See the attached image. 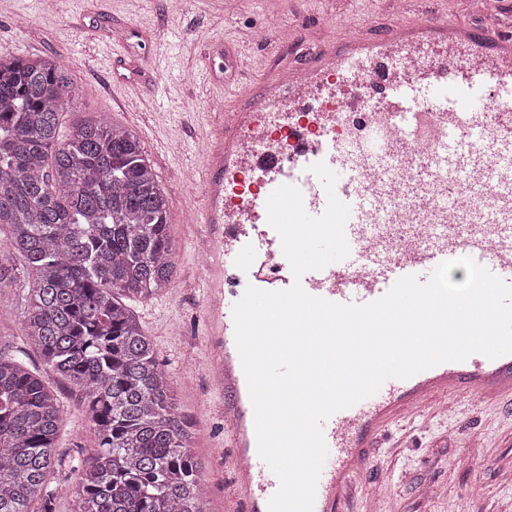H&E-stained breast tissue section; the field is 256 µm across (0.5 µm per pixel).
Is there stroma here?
<instances>
[{
	"mask_svg": "<svg viewBox=\"0 0 512 512\" xmlns=\"http://www.w3.org/2000/svg\"><path fill=\"white\" fill-rule=\"evenodd\" d=\"M420 12L395 9L391 0H352L341 24L329 23L336 0H185L171 13L168 0H59L44 12L42 0H0V56L57 57L68 68L75 101L63 130L99 117L132 129L140 138L169 200L176 276L171 288L133 302L151 336L156 357L170 375L172 401L192 433L191 452L206 478L210 512H224L229 479L224 446V393L211 377L220 350L203 322L204 280L198 253L201 228L188 222L196 196L181 180L201 170L203 138L220 112L246 108L259 90L262 71L292 67L301 59L298 40L342 38L366 29L414 25L422 12L451 11L462 27L475 26L468 0H418ZM276 19L272 44L250 46V34ZM161 55L159 82L113 89L117 73ZM214 63L218 82L192 88L189 70ZM22 293L0 290V339L10 354L26 351L28 367L57 393L64 425L59 460L49 477L55 512H75L73 469L96 447L82 393L32 350L21 329ZM512 465V408L505 403L463 402L461 415L445 421L395 423L373 449L365 480L389 483L392 500L382 512H512V481L500 478Z\"/></svg>",
	"mask_w": 512,
	"mask_h": 512,
	"instance_id": "35a3bbf8",
	"label": "stroma"
}]
</instances>
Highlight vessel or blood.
I'll return each instance as SVG.
<instances>
[{
	"label": "vessel or blood",
	"mask_w": 512,
	"mask_h": 512,
	"mask_svg": "<svg viewBox=\"0 0 512 512\" xmlns=\"http://www.w3.org/2000/svg\"><path fill=\"white\" fill-rule=\"evenodd\" d=\"M325 163L350 208L346 258L294 277L266 202L297 187L307 213L327 194L312 173ZM512 32L456 29L450 16L381 36L305 46L300 66L269 72L238 112L207 135L204 179L191 221L205 225L210 252L203 300L220 337L224 429L233 477L225 512H268L280 482L260 458L254 410L235 341L233 307L247 287L363 305L402 277L426 281L457 251L512 284ZM512 396V353H475L409 378L322 424L328 454L313 512H348L369 454L391 423L424 416L431 403L455 410L461 395Z\"/></svg>",
	"instance_id": "obj_1"
}]
</instances>
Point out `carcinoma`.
Wrapping results in <instances>:
<instances>
[{
    "mask_svg": "<svg viewBox=\"0 0 512 512\" xmlns=\"http://www.w3.org/2000/svg\"><path fill=\"white\" fill-rule=\"evenodd\" d=\"M72 80L51 56L0 57V288L24 335L85 394L97 438L76 512H208L170 379L127 301L174 281L169 201L139 137L95 119L60 135ZM62 409L0 345V512H54Z\"/></svg>",
    "mask_w": 512,
    "mask_h": 512,
    "instance_id": "cac0c4a2",
    "label": "carcinoma"
}]
</instances>
